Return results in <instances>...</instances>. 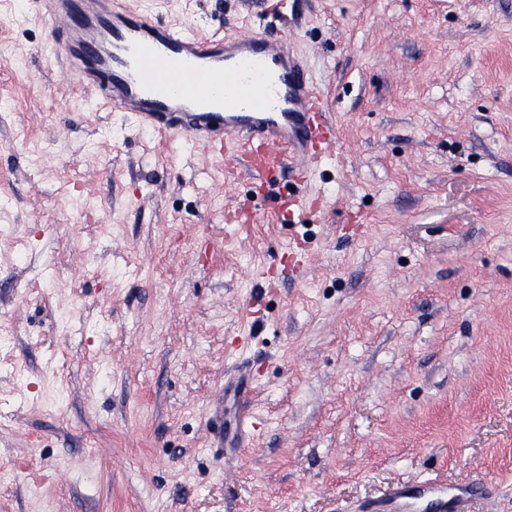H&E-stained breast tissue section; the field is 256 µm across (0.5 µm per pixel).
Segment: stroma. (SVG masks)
Returning <instances> with one entry per match:
<instances>
[{
    "label": "stroma",
    "instance_id": "35a3bbf8",
    "mask_svg": "<svg viewBox=\"0 0 512 512\" xmlns=\"http://www.w3.org/2000/svg\"><path fill=\"white\" fill-rule=\"evenodd\" d=\"M124 2L203 37L284 4L343 160L284 222L0 0V512H366L427 474L512 512V0Z\"/></svg>",
    "mask_w": 512,
    "mask_h": 512
}]
</instances>
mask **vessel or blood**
<instances>
[{
    "label": "vessel or blood",
    "mask_w": 512,
    "mask_h": 512,
    "mask_svg": "<svg viewBox=\"0 0 512 512\" xmlns=\"http://www.w3.org/2000/svg\"><path fill=\"white\" fill-rule=\"evenodd\" d=\"M66 78L96 90L133 125L220 143L261 181L294 176L284 219L310 215L307 184L334 157L336 130L326 99L294 50L296 28L191 32L128 12L122 0H39ZM470 487L427 476L391 486L370 512H470Z\"/></svg>",
    "instance_id": "1"
}]
</instances>
